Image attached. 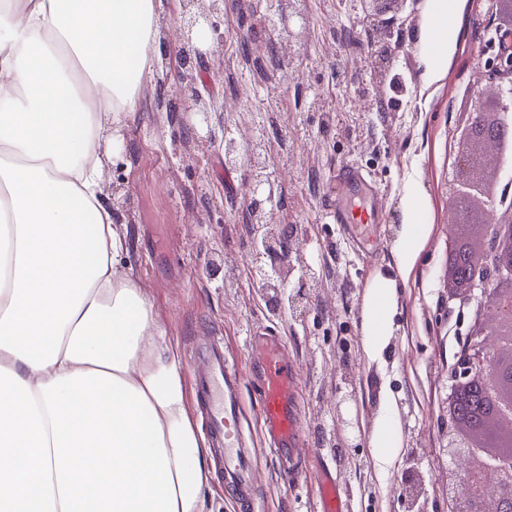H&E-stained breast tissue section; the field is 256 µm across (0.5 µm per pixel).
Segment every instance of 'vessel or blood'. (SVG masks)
I'll list each match as a JSON object with an SVG mask.
<instances>
[{"instance_id":"b4317fda","label":"vessel or blood","mask_w":512,"mask_h":512,"mask_svg":"<svg viewBox=\"0 0 512 512\" xmlns=\"http://www.w3.org/2000/svg\"><path fill=\"white\" fill-rule=\"evenodd\" d=\"M327 216L348 227L353 238L365 242L366 227L384 216L380 193L372 176L353 167L340 168L332 188ZM250 371L256 381L257 423L275 456L293 453L304 444L300 422L299 374L289 363L280 339L254 336L249 340ZM193 390L201 400L211 445L223 460L224 487L239 502L253 505L255 481L253 455L243 430L240 373L230 366L224 343L216 339L190 361ZM316 512H346V500L337 472H325L316 488Z\"/></svg>"}]
</instances>
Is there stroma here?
I'll return each instance as SVG.
<instances>
[{
  "mask_svg": "<svg viewBox=\"0 0 512 512\" xmlns=\"http://www.w3.org/2000/svg\"><path fill=\"white\" fill-rule=\"evenodd\" d=\"M275 0H225L224 42L200 69L215 102V136L190 131L196 122L182 96L176 58L182 4L160 0V52L143 83L136 112L120 131L104 176L105 205L129 230L128 268L152 304L165 342L181 366L209 336H220L242 372L241 396L254 418L257 394L249 374L248 338L261 330L280 337L299 372L304 457L287 464L255 458V512H314L317 472L311 450H321L339 474L347 512H402L398 480L414 466L425 476L426 512H448L443 452L448 417L443 400L448 370L460 355L468 310L448 298V222L457 191L454 154L467 133L478 99L494 92L485 73L497 60L489 32L496 26L479 0H462L454 51L444 78L423 82L416 31L427 0H305L307 36L297 43L269 22ZM379 13L393 33L395 63L388 78L373 82L371 47L379 37L366 16ZM291 59L289 69L270 63L269 49ZM320 95L333 97V113L311 111ZM245 142L268 141L273 194L267 208L281 232L292 234L295 294L305 269L318 283L302 303L298 322L288 306L272 310L253 277L248 204L253 180L245 168L224 166L225 133ZM349 165L370 173L383 196L385 223L376 225L375 251L353 242L326 209L336 170ZM431 200L433 226L427 248L401 287L395 331L381 359H370L362 333L368 280L395 261L408 179ZM354 398L341 403L340 387ZM396 402L402 446L390 464L369 446L378 409ZM358 420V446L338 458L336 445Z\"/></svg>",
  "mask_w": 512,
  "mask_h": 512,
  "instance_id": "35a3bbf8",
  "label": "stroma"
}]
</instances>
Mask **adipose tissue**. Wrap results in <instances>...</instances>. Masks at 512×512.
Masks as SVG:
<instances>
[{"label": "adipose tissue", "mask_w": 512, "mask_h": 512, "mask_svg": "<svg viewBox=\"0 0 512 512\" xmlns=\"http://www.w3.org/2000/svg\"><path fill=\"white\" fill-rule=\"evenodd\" d=\"M460 0H428L424 81L448 70ZM156 0H0V512H221L176 353L124 264L102 202L100 141L153 71ZM410 184L395 271L367 285L362 334L382 357L398 288L432 227ZM385 402L369 446L400 437Z\"/></svg>", "instance_id": "obj_1"}]
</instances>
